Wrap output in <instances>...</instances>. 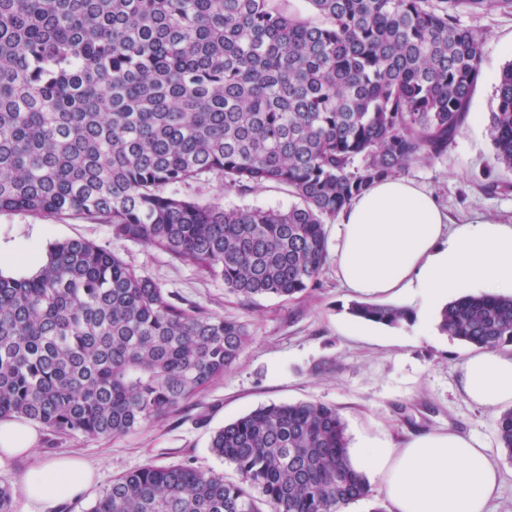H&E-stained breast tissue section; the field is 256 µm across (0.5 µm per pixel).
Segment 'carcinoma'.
Returning a JSON list of instances; mask_svg holds the SVG:
<instances>
[{"mask_svg": "<svg viewBox=\"0 0 512 512\" xmlns=\"http://www.w3.org/2000/svg\"><path fill=\"white\" fill-rule=\"evenodd\" d=\"M0 0V212L88 216L224 280L244 302L319 285L325 225L372 182L442 156L470 112L483 36L459 14L512 0ZM489 129L512 170V64ZM269 185L286 210L226 209L178 189ZM397 327L411 309L353 302ZM439 329L512 346V297L462 295ZM247 325L185 307L80 239L30 276L0 273V420L97 439L136 431L224 374ZM512 460V409L497 421ZM337 408L258 407L211 452L238 479L148 464L90 512H343L368 494Z\"/></svg>", "mask_w": 512, "mask_h": 512, "instance_id": "obj_1", "label": "carcinoma"}]
</instances>
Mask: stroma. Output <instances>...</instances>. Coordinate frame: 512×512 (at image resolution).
<instances>
[{
	"mask_svg": "<svg viewBox=\"0 0 512 512\" xmlns=\"http://www.w3.org/2000/svg\"><path fill=\"white\" fill-rule=\"evenodd\" d=\"M461 25L483 33L482 73L475 86L471 119L441 158L413 164L406 178L424 186L463 224L488 219L512 224V191L487 193L488 178L512 182L500 167L489 133L496 108L495 86L501 69L512 62V12L488 9L460 14ZM182 196L225 207H290L294 199L277 186L241 194L224 189L217 178L180 187ZM64 239L92 242L152 277L180 302L247 325L250 340L235 362L193 399L158 420L125 435L90 439L57 434L38 426L32 457L0 461V487L9 488L13 512H28L21 478L33 463L75 455L96 469L93 484L79 497L48 512H88L113 479L148 464L188 465L236 479L233 465L213 455V434L224 424L272 403L308 401L337 407L350 441L362 435H386L401 444L432 431L481 437L504 475L491 512H512V460L503 452L496 413L471 403L460 387L470 346L432 327L418 335L415 324L363 325L359 335L348 326L353 295L327 262L318 288L297 299L262 297L242 303L221 279L162 251L113 236L108 225L80 216L50 217L0 212V241L45 254Z\"/></svg>",
	"mask_w": 512,
	"mask_h": 512,
	"instance_id": "35a3bbf8",
	"label": "stroma"
}]
</instances>
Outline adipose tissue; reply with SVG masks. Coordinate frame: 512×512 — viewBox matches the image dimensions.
<instances>
[{"label": "adipose tissue", "mask_w": 512, "mask_h": 512, "mask_svg": "<svg viewBox=\"0 0 512 512\" xmlns=\"http://www.w3.org/2000/svg\"><path fill=\"white\" fill-rule=\"evenodd\" d=\"M336 275L360 297L406 294L420 318L441 311L464 289L512 295V225L490 220L450 225L432 194L393 177L353 199L336 228ZM460 385L473 403L494 411L512 404V352L470 355ZM355 469L378 479L390 512H489L503 480L484 441L435 431L395 447L365 437L350 449ZM94 478L91 465L64 456L32 466L22 482L29 503L76 498Z\"/></svg>", "instance_id": "ef3b65f1"}]
</instances>
